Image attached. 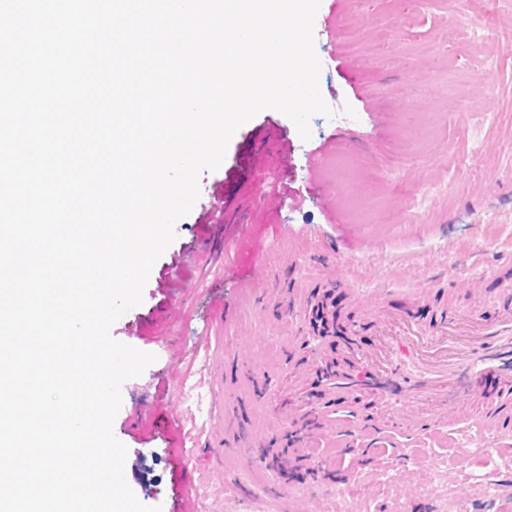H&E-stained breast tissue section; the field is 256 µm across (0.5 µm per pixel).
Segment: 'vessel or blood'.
Returning a JSON list of instances; mask_svg holds the SVG:
<instances>
[{"label": "vessel or blood", "instance_id": "b4317fda", "mask_svg": "<svg viewBox=\"0 0 512 512\" xmlns=\"http://www.w3.org/2000/svg\"><path fill=\"white\" fill-rule=\"evenodd\" d=\"M373 346H353V358L326 384L337 403L369 406V433L391 414L407 427H441L460 409L471 412L468 427L488 443L512 431V312L487 322L452 309L434 327L406 314L372 312ZM484 376L498 382L495 394L480 392Z\"/></svg>", "mask_w": 512, "mask_h": 512}]
</instances>
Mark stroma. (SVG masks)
Returning a JSON list of instances; mask_svg holds the SVG:
<instances>
[{
  "label": "stroma",
  "instance_id": "stroma-1",
  "mask_svg": "<svg viewBox=\"0 0 512 512\" xmlns=\"http://www.w3.org/2000/svg\"><path fill=\"white\" fill-rule=\"evenodd\" d=\"M486 30L493 40L481 41ZM314 39L333 117L312 116L306 140L274 109L238 128L220 167L201 174L141 304L110 328L155 356L121 388L113 431L128 449L126 482L162 512H336L339 489L362 512H512V499L475 483L506 470L512 437L463 462L450 427L413 432L394 418L366 437L339 413L323 431L288 418L295 403L325 400L316 382L292 393L312 339L331 361L347 357L362 308L382 300L429 325L445 303L512 307V0H321ZM333 142L335 213L317 206L309 178ZM270 176L282 186L273 205L255 193ZM412 288L430 299L411 303ZM158 306L160 327L141 333ZM242 466L267 479L264 499Z\"/></svg>",
  "mask_w": 512,
  "mask_h": 512
}]
</instances>
